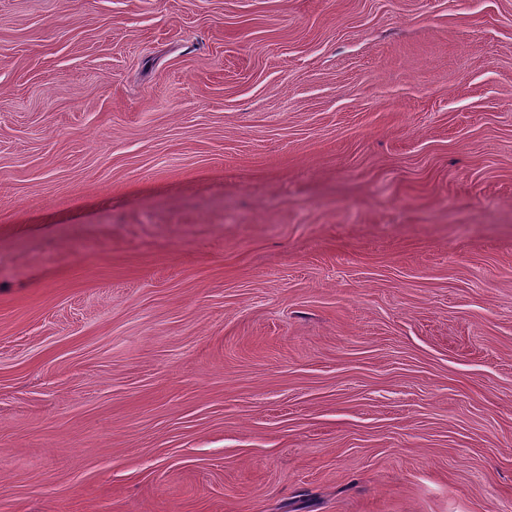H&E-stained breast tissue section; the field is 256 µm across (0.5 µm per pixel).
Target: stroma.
<instances>
[{"label":"stroma","mask_w":512,"mask_h":512,"mask_svg":"<svg viewBox=\"0 0 512 512\" xmlns=\"http://www.w3.org/2000/svg\"><path fill=\"white\" fill-rule=\"evenodd\" d=\"M0 512H512V0H0Z\"/></svg>","instance_id":"35a3bbf8"}]
</instances>
